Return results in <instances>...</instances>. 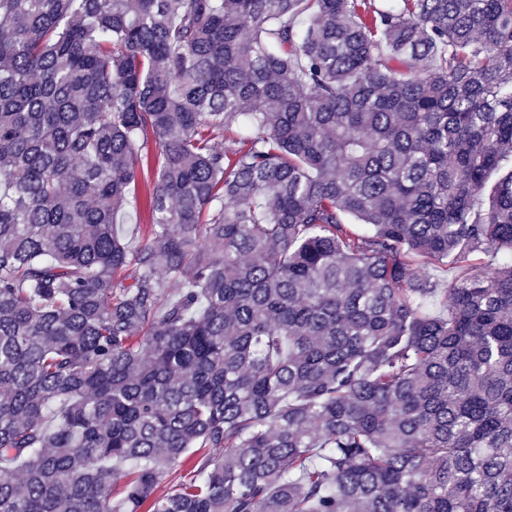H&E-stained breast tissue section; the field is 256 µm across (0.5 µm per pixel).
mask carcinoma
<instances>
[{
  "instance_id": "carcinoma-1",
  "label": "carcinoma",
  "mask_w": 512,
  "mask_h": 512,
  "mask_svg": "<svg viewBox=\"0 0 512 512\" xmlns=\"http://www.w3.org/2000/svg\"><path fill=\"white\" fill-rule=\"evenodd\" d=\"M386 2L0 0V512H512V0Z\"/></svg>"
}]
</instances>
